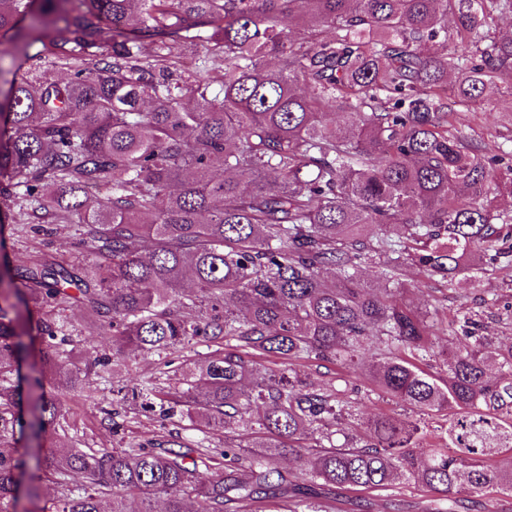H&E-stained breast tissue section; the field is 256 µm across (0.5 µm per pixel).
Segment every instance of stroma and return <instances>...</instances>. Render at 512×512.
Here are the masks:
<instances>
[{
  "mask_svg": "<svg viewBox=\"0 0 512 512\" xmlns=\"http://www.w3.org/2000/svg\"><path fill=\"white\" fill-rule=\"evenodd\" d=\"M494 113L474 111L455 104L449 127L466 140L481 145L489 156L512 159V94L495 100ZM74 265L87 264L90 255L72 224H6L0 226V269H21L46 260ZM402 281L411 290L415 308L426 304L443 307L449 316L470 315L480 335L493 344H512V257L502 259L497 272L479 284L463 281L448 289L427 279L414 266H406ZM52 317L77 343L74 359L78 365L93 362L111 353L112 346L99 334L96 316L77 306L63 304ZM57 402L64 414L56 438L42 440L25 432L18 446L28 466L49 449L64 445L74 448H124L140 443L149 448L167 447L174 425H161L153 412L143 410L138 401L112 402V384L89 376L75 389H57ZM423 496L407 485L395 491L367 494L356 512H422Z\"/></svg>",
  "mask_w": 512,
  "mask_h": 512,
  "instance_id": "35a3bbf8",
  "label": "stroma"
}]
</instances>
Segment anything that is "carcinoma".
Returning <instances> with one entry per match:
<instances>
[{"instance_id":"1","label":"carcinoma","mask_w":512,"mask_h":512,"mask_svg":"<svg viewBox=\"0 0 512 512\" xmlns=\"http://www.w3.org/2000/svg\"><path fill=\"white\" fill-rule=\"evenodd\" d=\"M512 0H0V44L34 61L0 102V183L24 188L17 222L80 226L94 261L0 271V512H14L16 319L36 301L46 362L68 388L112 375L129 351L169 356L214 348L181 371V386L150 379L132 391L159 408L224 433V447L51 450L59 488L50 512H241L257 501L287 512L327 508L288 479L280 460L303 461L322 487L371 493L415 484L425 512H459L467 499L494 512L512 494V347L472 335L473 321L437 306L413 309L399 275L410 263L452 288L474 284L512 255V167L448 130L455 95L483 112L512 93V36L488 19ZM453 36H448V17ZM306 35L295 38L285 19ZM471 49L457 57L448 40ZM178 45L224 61L220 92L177 78ZM73 68L54 79L47 65ZM379 269L362 283L366 265ZM71 303L100 320L112 355L81 369L74 340L49 318ZM466 342L436 351V326ZM320 388L293 364L348 368ZM444 357L446 374L425 369ZM269 363L284 366L280 371ZM409 411L381 414L356 436L361 385ZM444 414L433 430L422 421ZM61 411L40 397L29 424L54 433ZM436 447L421 450L427 434ZM83 483H72L74 475Z\"/></svg>"}]
</instances>
